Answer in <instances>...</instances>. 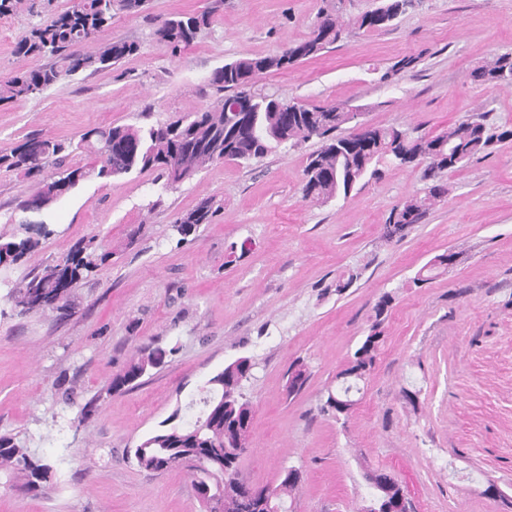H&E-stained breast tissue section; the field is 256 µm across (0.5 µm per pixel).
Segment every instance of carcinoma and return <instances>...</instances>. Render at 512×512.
<instances>
[{
    "label": "carcinoma",
    "mask_w": 512,
    "mask_h": 512,
    "mask_svg": "<svg viewBox=\"0 0 512 512\" xmlns=\"http://www.w3.org/2000/svg\"><path fill=\"white\" fill-rule=\"evenodd\" d=\"M148 0H69L67 7L22 37L15 52L34 60L27 70L0 80V104L23 102L79 71H98L120 63L139 51L138 44L114 40L95 53H83L79 47L94 40L112 26L119 11L135 13ZM224 0H212V6L200 13L172 15L156 29L157 40L172 54L195 43L208 28L213 14ZM412 6V0H377V5L357 16L345 19L340 10L323 9L304 39L284 50L259 57H242L224 64L212 76V84L224 97L186 119H177L145 127L132 125L95 127L76 141L32 136L8 152H0V169L17 171L35 179L37 188L30 198L49 208L79 182L122 176L133 171H156L175 187L208 164L232 161L248 164L273 149L316 137L321 146L309 158L304 172L302 198L324 205L332 198L348 194L367 176L377 173L376 164L388 158L401 166L424 165L428 181L424 195L404 200L393 209L397 223L408 229L447 193L440 175L452 171L471 158L487 152L495 143L512 137L487 121L486 116L457 121L435 134L413 135L396 127L368 126L348 135H339L342 125L355 113L342 104L305 105L253 91L254 79L265 73L288 70L315 58L328 47L342 41L351 31L370 32L391 24ZM55 62L42 65L39 59ZM479 84L512 85V52L495 56L473 73ZM245 93L253 95L246 122L230 104ZM86 154L94 163L79 166L74 156ZM215 210L209 201L179 213L173 230L186 237L202 224L212 223ZM21 233L0 235V268L18 264L40 246V237L50 234L44 224H20ZM112 253L97 254L81 247L40 273L28 276L8 294L19 313L45 310L61 317L69 315V298L75 285L90 277ZM452 256L441 254L425 265L414 281L432 279L434 272L448 268ZM393 297L381 296L375 306V321L370 333L354 351L339 376L364 379L373 369L383 342L381 325ZM167 351L146 346L130 359L123 372L115 375L107 394L137 385L150 370L165 364ZM253 364L239 358L205 382L202 416L191 423L178 422L181 409L161 422L134 451L138 465L149 471L165 473L181 470L191 477L194 493L209 492L206 512H265L260 500L266 487L244 479L240 461L246 452L253 424V408L243 399L244 382L252 375ZM351 387L328 394L322 412H333L345 420L356 401L349 397ZM48 459L36 456L16 436L0 434V475L21 481L20 488L40 490L52 478ZM303 471L291 466L283 470L273 489L282 502L292 498L302 481ZM373 489L374 512H387L389 505L403 502V485L386 471L365 474Z\"/></svg>",
    "instance_id": "carcinoma-1"
}]
</instances>
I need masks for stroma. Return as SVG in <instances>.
I'll list each match as a JSON object with an SVG mask.
<instances>
[{"mask_svg":"<svg viewBox=\"0 0 512 512\" xmlns=\"http://www.w3.org/2000/svg\"><path fill=\"white\" fill-rule=\"evenodd\" d=\"M210 0H151L120 13L99 42H137L119 65L65 79L20 104L0 105V150L36 135L79 137L108 125H152L220 98L213 72L231 60L303 39L323 8L352 17L374 0H224L179 54L160 45L161 20ZM68 0L0 17V79L30 58L16 42ZM512 50V0H415L395 25L355 34L255 88L308 105L345 103L357 125L435 134L487 114L512 128V87L479 85L471 71ZM414 63L391 79L399 60ZM318 139L248 165H209L178 187L157 172L91 178L40 215L49 234L0 272V433L54 462L38 494L0 485V512H202L181 471L140 468L135 447L229 363L250 358L244 395L254 410L240 469L277 485L284 468L304 480L294 512H360L364 475L394 474L412 512H512V139L445 173L448 192L403 239H385L391 210L427 186L418 168L382 161L378 175L325 205L302 198ZM35 180L0 170V233L25 220ZM204 200L216 210L186 242L177 213ZM95 242L110 258L72 292L70 316L13 315L6 294L23 276ZM455 263L415 283L435 256ZM356 273L344 292L339 277ZM393 297L384 342L346 423L320 411L337 374L368 334L382 295ZM167 349L163 367L125 392L101 391L136 349ZM304 369L295 393L288 379ZM97 405L86 421L80 408ZM495 481L498 495L487 493Z\"/></svg>","mask_w":512,"mask_h":512,"instance_id":"1","label":"stroma"}]
</instances>
